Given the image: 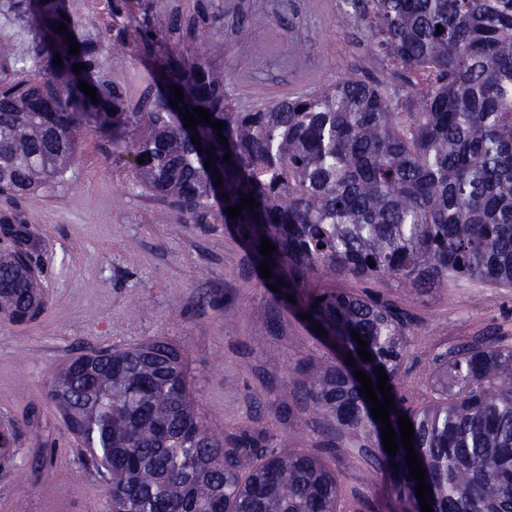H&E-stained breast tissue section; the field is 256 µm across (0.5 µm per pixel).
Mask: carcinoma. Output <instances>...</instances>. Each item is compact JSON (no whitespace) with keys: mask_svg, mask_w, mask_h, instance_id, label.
<instances>
[{"mask_svg":"<svg viewBox=\"0 0 512 512\" xmlns=\"http://www.w3.org/2000/svg\"><path fill=\"white\" fill-rule=\"evenodd\" d=\"M128 2L112 0V13L130 22L142 14L139 32L151 43L149 4L134 11ZM347 2L374 53L396 70L425 74L424 82L396 89L347 76L313 95L237 112L224 97V71L195 48L187 65L157 59L163 91L149 111L118 112L122 94L101 73L70 0H16L38 34L37 77L0 85V194L47 189L93 134L123 144L137 181L184 221L204 224L220 203L224 223L272 267L268 283L296 291L299 312L325 329L320 339L344 346L334 360L300 368L309 401L378 449L402 512H421L418 481L405 447L386 452L358 368L376 383L375 368L384 367L394 441L403 415L434 512H512V346L489 339L435 359L438 395L408 406L396 386L405 315L378 293L311 288L324 274L420 288L464 277L512 286V0ZM75 63L87 69L76 74ZM82 82L97 100L80 91ZM172 85L184 94L175 107ZM195 106L223 122L228 145L203 121L184 127L180 110ZM250 195L253 209L227 215ZM264 237L275 246L268 257L259 253ZM0 238L8 241L0 315L33 321L47 309L40 241L17 211L0 213ZM355 331L372 361L357 353ZM48 394L105 477L109 512H336L339 478L322 458L269 454L263 430L224 436L206 425L183 354L162 339L74 356ZM14 443L12 430L0 431L3 477L15 467Z\"/></svg>","mask_w":512,"mask_h":512,"instance_id":"carcinoma-1","label":"carcinoma"}]
</instances>
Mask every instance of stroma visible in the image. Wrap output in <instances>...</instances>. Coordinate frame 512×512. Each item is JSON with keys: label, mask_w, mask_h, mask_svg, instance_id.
Returning a JSON list of instances; mask_svg holds the SVG:
<instances>
[{"label": "stroma", "mask_w": 512, "mask_h": 512, "mask_svg": "<svg viewBox=\"0 0 512 512\" xmlns=\"http://www.w3.org/2000/svg\"><path fill=\"white\" fill-rule=\"evenodd\" d=\"M0 0V41L17 58L0 80L32 78L35 32ZM152 28L173 55L203 45L224 72L240 112L319 92L345 76L400 85L370 49L346 0H154ZM104 75L129 112L159 92L141 43L97 48ZM131 158L85 136L75 164L52 187L20 202L42 240L47 310L17 326L0 319V426L19 423L16 469L0 479V512H103L105 484L84 463L47 395L53 373L83 350L133 347L160 337L186 358L205 423L218 432L264 427L276 447L320 454L340 476L339 512H393L373 448L335 422L309 416L298 367L325 355L314 330L270 290L245 243L214 210L180 221L132 178ZM383 295L406 316L409 346L399 386L413 403L434 393L435 358L497 338L512 345V288L459 279L444 288L333 280Z\"/></svg>", "instance_id": "stroma-1"}]
</instances>
